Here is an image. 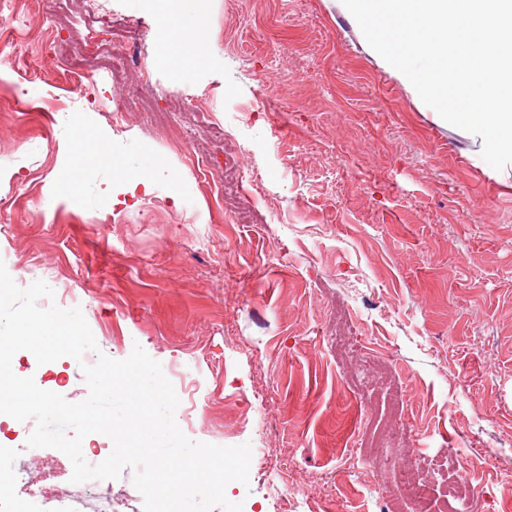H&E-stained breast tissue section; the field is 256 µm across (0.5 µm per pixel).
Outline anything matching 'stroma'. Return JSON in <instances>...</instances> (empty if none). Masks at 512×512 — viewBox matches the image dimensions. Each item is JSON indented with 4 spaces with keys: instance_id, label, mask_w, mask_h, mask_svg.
Segmentation results:
<instances>
[{
    "instance_id": "35a3bbf8",
    "label": "stroma",
    "mask_w": 512,
    "mask_h": 512,
    "mask_svg": "<svg viewBox=\"0 0 512 512\" xmlns=\"http://www.w3.org/2000/svg\"><path fill=\"white\" fill-rule=\"evenodd\" d=\"M174 8L112 0L109 23L133 31L160 108L178 74L221 123L231 152L196 172L177 156L197 128L114 117L120 78L68 92L49 19L12 0L0 43L35 69L0 74V257L36 270L23 286L88 302L105 355L138 344L195 379L183 432L250 444L257 512H381L395 494L363 453L387 402L372 362L337 358L336 301L390 361L423 478L445 492L429 463L455 457L474 512H512V168L479 164V143L435 121L337 0H181L179 31ZM228 161L252 222L224 211Z\"/></svg>"
}]
</instances>
